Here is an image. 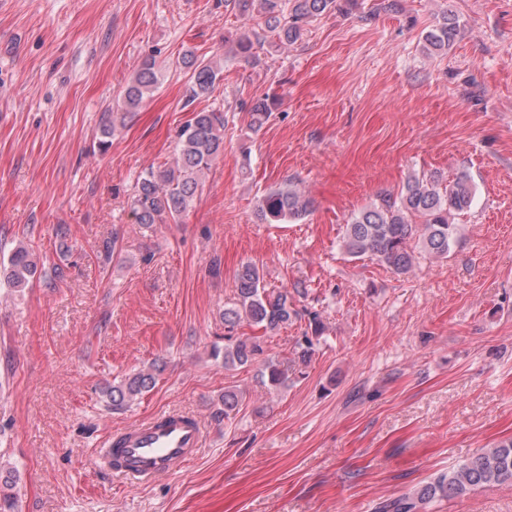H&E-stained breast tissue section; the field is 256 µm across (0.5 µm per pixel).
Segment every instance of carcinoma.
Here are the masks:
<instances>
[{
  "instance_id": "1",
  "label": "carcinoma",
  "mask_w": 512,
  "mask_h": 512,
  "mask_svg": "<svg viewBox=\"0 0 512 512\" xmlns=\"http://www.w3.org/2000/svg\"><path fill=\"white\" fill-rule=\"evenodd\" d=\"M242 17L259 14L264 28L237 30L231 35L228 53L234 59L248 61L256 56V45L266 41L275 48L301 39L305 26L336 9L337 0H225ZM459 24L452 14H443L435 28L426 32L424 41L430 52L448 50L455 40ZM188 75L190 98L209 95L217 82L224 79L223 69L189 51L176 61ZM161 68L147 58L135 70L117 101L116 109L129 112L149 98L160 84ZM279 104L275 97L256 100L250 108V126L257 130L270 118ZM224 154V118L209 111L193 113L177 134V157L174 165L146 170L138 179L131 200L139 224L178 222L197 193L202 176ZM476 196L475 185L466 174L453 179L435 174L428 179L412 177L397 193H383L370 205L352 214L344 225L342 247L353 258L373 256L397 274L411 270L416 248L435 258H446L459 230L457 219L467 213ZM313 207L312 200L291 184L266 192L258 201L256 215L266 224H283L298 220ZM0 275L11 288H27L39 276L38 265L26 247L19 245L0 263ZM236 302L224 308V346L212 349V357L230 369L256 362L264 354L263 337L245 339L235 336L244 320L265 331L288 328L298 318L288 291L265 288L260 269L245 263L235 276ZM312 336L322 331L319 315L309 320ZM312 336L295 341L294 355L305 366L313 350ZM161 359L140 369L124 382L112 386V408L117 409L155 387L164 372ZM261 382L270 388L287 384L288 376L279 364L265 359ZM241 391L224 389L219 416L230 419L239 411ZM512 484V439L496 443L487 451L468 458L463 464L431 481L381 503L376 512H421L436 499H453L475 488Z\"/></svg>"
}]
</instances>
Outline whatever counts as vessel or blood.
I'll return each mask as SVG.
<instances>
[{
    "mask_svg": "<svg viewBox=\"0 0 512 512\" xmlns=\"http://www.w3.org/2000/svg\"><path fill=\"white\" fill-rule=\"evenodd\" d=\"M204 437L195 415L164 410L112 435L94 462L124 484L136 486L183 468L196 457Z\"/></svg>",
    "mask_w": 512,
    "mask_h": 512,
    "instance_id": "1",
    "label": "vessel or blood"
}]
</instances>
